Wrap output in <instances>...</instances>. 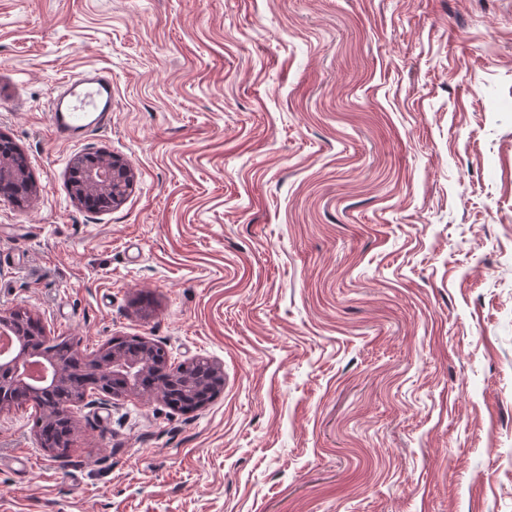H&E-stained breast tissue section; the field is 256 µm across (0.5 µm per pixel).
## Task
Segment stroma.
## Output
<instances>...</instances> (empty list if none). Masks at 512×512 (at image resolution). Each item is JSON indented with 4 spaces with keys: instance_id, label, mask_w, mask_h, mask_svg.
Instances as JSON below:
<instances>
[{
    "instance_id": "obj_1",
    "label": "stroma",
    "mask_w": 512,
    "mask_h": 512,
    "mask_svg": "<svg viewBox=\"0 0 512 512\" xmlns=\"http://www.w3.org/2000/svg\"><path fill=\"white\" fill-rule=\"evenodd\" d=\"M92 67L112 127L57 143ZM0 134V309L224 378L93 395L62 452L0 411V512H512V0H0ZM48 121L58 141H81L112 125V77L101 69L68 76L53 90ZM85 154L75 156L69 162V171L73 168L81 169L78 183L70 184V194L73 200L80 202L86 193L105 194L111 186L123 182L118 177L117 167L112 164L113 159L100 156V160L87 163Z\"/></svg>"
}]
</instances>
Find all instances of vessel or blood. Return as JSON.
<instances>
[{
  "label": "vessel or blood",
  "instance_id": "obj_1",
  "mask_svg": "<svg viewBox=\"0 0 512 512\" xmlns=\"http://www.w3.org/2000/svg\"><path fill=\"white\" fill-rule=\"evenodd\" d=\"M48 121L58 141L76 142L112 125V78L101 69L68 76L53 90Z\"/></svg>",
  "mask_w": 512,
  "mask_h": 512
}]
</instances>
